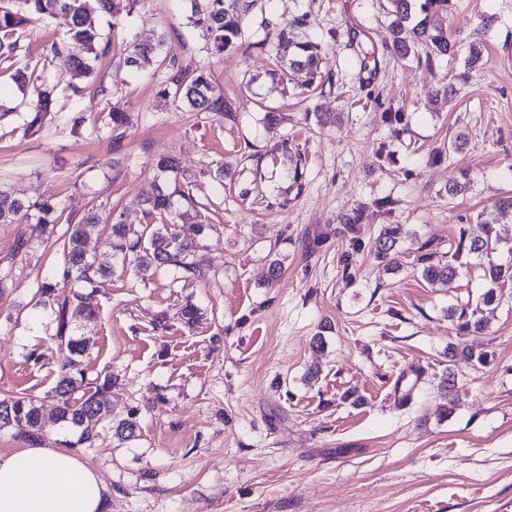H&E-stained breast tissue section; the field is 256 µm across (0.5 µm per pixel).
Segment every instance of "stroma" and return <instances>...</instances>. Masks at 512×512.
<instances>
[{"label":"stroma","instance_id":"obj_1","mask_svg":"<svg viewBox=\"0 0 512 512\" xmlns=\"http://www.w3.org/2000/svg\"><path fill=\"white\" fill-rule=\"evenodd\" d=\"M386 6L258 0L243 22L249 50L220 59L183 0H139L113 18L116 46L161 31L164 56L207 69L226 117L165 93V63L134 70L105 56L93 76H73L68 54L51 52L68 33L62 14L35 21L14 62L34 81L80 86L82 99L61 94L31 129L22 104L34 100V81L22 88L0 72V190L55 198L76 220L92 208L140 224L159 184L187 178L198 201L187 219L210 227L202 274L187 280L120 273V256L91 236L97 264L117 269L95 288L62 277L55 240L65 224H0V273L10 276L0 291V398H35L52 417L64 357L48 352L55 315L36 291L77 290L96 312L76 329L87 376L116 377L112 417L135 415L137 436L120 442L105 424L88 447L54 425L45 443H69L97 473L108 512H512V284L480 303L487 263H512V215L494 211L512 191V0H450L458 51L432 57L386 47ZM281 21L291 40L326 53L316 95L304 94V70L284 85L270 77L263 41ZM114 112L125 124L113 127ZM461 134L467 143L454 149ZM163 156L177 159L178 174H158ZM292 161L298 180H280ZM221 166L230 171L222 181ZM453 177L466 185L455 197ZM346 214L359 223H341ZM395 224L396 269L372 250ZM484 235L487 255L459 249L460 238ZM424 251L458 275L428 285ZM274 259L281 273L268 283ZM467 304L486 323L483 365L446 357L464 341L448 310ZM189 305L200 313L191 325L181 317ZM449 368L458 402L442 417ZM402 377L414 386L403 403L391 395Z\"/></svg>","mask_w":512,"mask_h":512}]
</instances>
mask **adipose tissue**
Instances as JSON below:
<instances>
[{
	"label": "adipose tissue",
	"mask_w": 512,
	"mask_h": 512,
	"mask_svg": "<svg viewBox=\"0 0 512 512\" xmlns=\"http://www.w3.org/2000/svg\"><path fill=\"white\" fill-rule=\"evenodd\" d=\"M0 512H106L93 470L67 448L0 452Z\"/></svg>",
	"instance_id": "ef3b65f1"
}]
</instances>
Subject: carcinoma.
<instances>
[{"label": "carcinoma", "mask_w": 512, "mask_h": 512, "mask_svg": "<svg viewBox=\"0 0 512 512\" xmlns=\"http://www.w3.org/2000/svg\"><path fill=\"white\" fill-rule=\"evenodd\" d=\"M189 7V21L200 28L207 42L211 56L221 57L224 52L235 47H252L242 41L244 16L254 6L255 0H185ZM388 14L393 16L389 27V47L401 55L423 46L428 49L426 58L432 55H447L454 51L455 43L448 38V0H424L425 17L417 24L410 25V0H387ZM115 0H0V62L12 58L17 49V41L12 35L33 17H50L63 13L70 17L69 40L54 43L56 54H69L75 70L91 74V61L110 53L111 40L88 24L90 14L96 12L107 16L115 11ZM276 55L280 67L271 73L273 82L288 78V69L302 67L309 71L311 79L321 75L323 51L320 45L307 43L290 50L288 26L277 33ZM166 44L163 33L152 31L125 46L119 61L134 69L151 65ZM175 87V97L197 112L227 114L224 96L216 93L210 75L205 70H195L189 74L172 66L168 77ZM59 98V83L41 81L37 90L35 115L31 124L43 121L54 111ZM190 208L198 206L190 183L175 186L168 192L162 188L146 201L144 215L148 219L142 227L126 223L123 214L112 212L102 218L97 211L87 212L77 223L68 224L61 246L63 276L76 282L89 285L102 284L112 277L114 270L98 267L88 253L86 244L90 235L98 230L107 235L112 251L122 256V267L136 273H144L153 268L175 267L190 276L196 274L199 265L198 248L205 232L213 229L210 224H180L183 217L178 203ZM64 210L51 198L26 202L5 192H0V224H16L23 218H35L38 224H59ZM402 228L393 227L384 238L375 243L377 255L384 259L394 258ZM422 246L420 255L421 278L429 283L446 282L458 274L457 267L449 263L434 262L432 255ZM487 276L491 283L483 295L482 302L489 304L495 300V288L512 282V265L488 264ZM39 302L49 306L55 314L56 332L52 336L57 350L66 352V361L60 369L55 387V424H65L80 430V442H92L96 428L112 422V387L109 377L90 382L87 379L83 357L87 351L84 339L74 335L76 326L94 317V311L77 293H66L53 284H45L38 289ZM448 317L457 321V329L466 336H479L485 331V323L467 309L456 308L448 312ZM462 355L469 360L483 362L486 353L481 344L474 341L462 348L448 347V358ZM448 402L439 407V413L448 416L456 402V374L453 370L443 378ZM8 403L10 411L0 416V428L11 427L26 438L32 446H40L47 432V423L40 406L31 398L11 397L1 399L0 405ZM138 429L134 417L120 421L116 425V435L122 441L136 437Z\"/></svg>", "instance_id": "obj_1"}]
</instances>
